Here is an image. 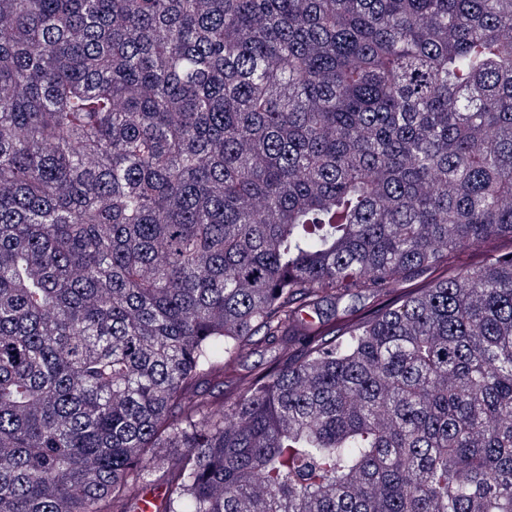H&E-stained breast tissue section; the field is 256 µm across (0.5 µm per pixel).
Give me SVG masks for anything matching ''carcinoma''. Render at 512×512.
<instances>
[{"label":"carcinoma","instance_id":"cac0c4a2","mask_svg":"<svg viewBox=\"0 0 512 512\" xmlns=\"http://www.w3.org/2000/svg\"><path fill=\"white\" fill-rule=\"evenodd\" d=\"M499 237L512 0H0V512H512ZM272 355L273 349L265 347L250 351L244 354L241 360L235 364V370L239 373H247L251 370L262 368L266 366Z\"/></svg>","mask_w":512,"mask_h":512}]
</instances>
